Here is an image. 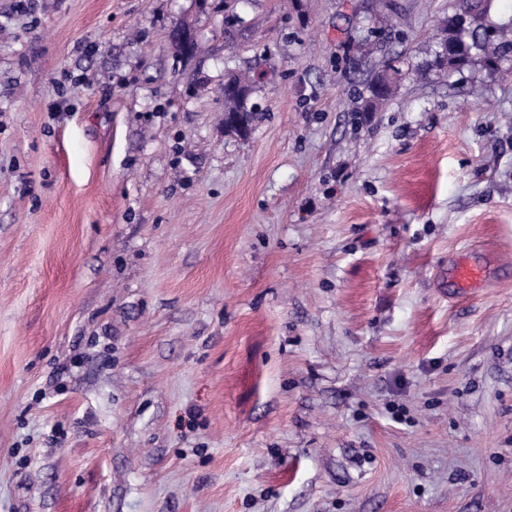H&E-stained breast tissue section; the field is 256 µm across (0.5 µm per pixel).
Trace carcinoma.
<instances>
[{
	"instance_id": "obj_1",
	"label": "carcinoma",
	"mask_w": 512,
	"mask_h": 512,
	"mask_svg": "<svg viewBox=\"0 0 512 512\" xmlns=\"http://www.w3.org/2000/svg\"><path fill=\"white\" fill-rule=\"evenodd\" d=\"M491 0H457L456 9H466L474 12L476 25L466 31L459 29L454 22V15L440 28L438 50L434 57L420 67L424 77L441 75L450 70L459 71L474 62H479L488 68L512 56V31L495 26L488 19ZM496 28V35L487 40L482 37V31ZM400 69L393 62H387L365 85L359 93L361 100L360 111L367 114L377 111L378 107L387 101L394 90ZM224 83L233 85L240 94L226 92L224 111L249 112L250 123H255L259 116L255 115L258 107L252 102L254 84L249 79L236 73L229 72L224 76Z\"/></svg>"
}]
</instances>
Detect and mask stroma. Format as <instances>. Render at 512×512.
I'll use <instances>...</instances> for the list:
<instances>
[{
  "label": "stroma",
  "mask_w": 512,
  "mask_h": 512,
  "mask_svg": "<svg viewBox=\"0 0 512 512\" xmlns=\"http://www.w3.org/2000/svg\"><path fill=\"white\" fill-rule=\"evenodd\" d=\"M378 2L0 0V512H512V58ZM491 0H458L456 10L448 16L440 28L438 37V50L434 57L426 60L420 67V74L424 77L441 75L449 70L460 71L461 68L474 62L482 63L485 67L492 68L502 60L512 56V31L496 26L488 19V11ZM460 9L472 10L475 15L476 25L466 31L459 29L454 22V17ZM487 28L496 29V35L492 30L482 31ZM496 64V65H494ZM388 61L365 85L364 91L359 93L361 107L359 112L368 114L376 112L378 107L387 101L394 90L400 69ZM224 83L227 85V92L224 98V128L235 129L245 137L246 131L240 120L238 112H258L256 103L252 102L254 84L249 79L236 73L228 72L224 76ZM234 85L240 91V95L229 92L228 87ZM226 116V122H225ZM453 274L457 287L468 290L479 285L484 276V270L467 260H462L456 265Z\"/></svg>",
  "instance_id": "obj_1"
}]
</instances>
